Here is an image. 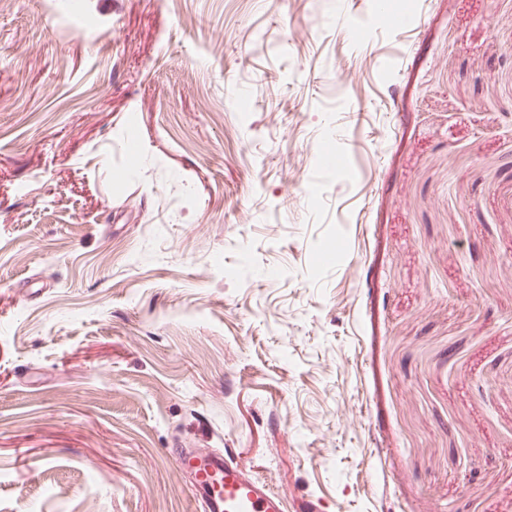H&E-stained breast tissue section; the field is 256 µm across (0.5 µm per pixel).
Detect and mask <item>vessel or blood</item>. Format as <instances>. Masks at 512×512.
Returning <instances> with one entry per match:
<instances>
[{"instance_id": "b4317fda", "label": "vessel or blood", "mask_w": 512, "mask_h": 512, "mask_svg": "<svg viewBox=\"0 0 512 512\" xmlns=\"http://www.w3.org/2000/svg\"><path fill=\"white\" fill-rule=\"evenodd\" d=\"M173 454L202 512H286L282 497L228 452L177 448Z\"/></svg>"}]
</instances>
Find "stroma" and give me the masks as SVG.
<instances>
[{
  "instance_id": "obj_1",
  "label": "stroma",
  "mask_w": 512,
  "mask_h": 512,
  "mask_svg": "<svg viewBox=\"0 0 512 512\" xmlns=\"http://www.w3.org/2000/svg\"><path fill=\"white\" fill-rule=\"evenodd\" d=\"M510 48L512 0H0V512H199L179 443L512 512Z\"/></svg>"
}]
</instances>
